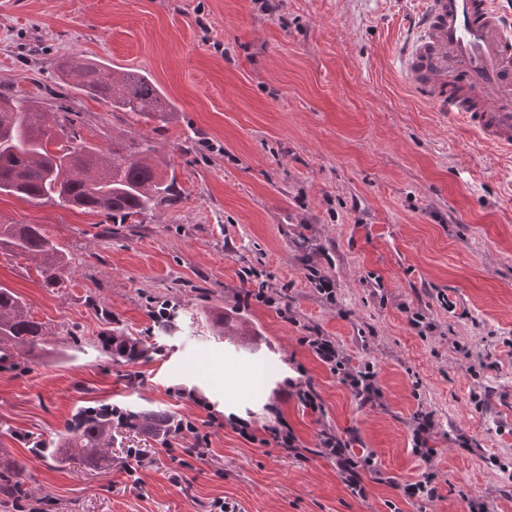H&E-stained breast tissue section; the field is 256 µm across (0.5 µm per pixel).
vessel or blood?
<instances>
[{
    "instance_id": "obj_1",
    "label": "vessel or blood",
    "mask_w": 512,
    "mask_h": 512,
    "mask_svg": "<svg viewBox=\"0 0 512 512\" xmlns=\"http://www.w3.org/2000/svg\"><path fill=\"white\" fill-rule=\"evenodd\" d=\"M402 54L408 86L482 143L512 155V17L502 0H422Z\"/></svg>"
}]
</instances>
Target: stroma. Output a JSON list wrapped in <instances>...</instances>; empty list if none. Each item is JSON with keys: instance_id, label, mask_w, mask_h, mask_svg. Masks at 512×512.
I'll list each match as a JSON object with an SVG mask.
<instances>
[{"instance_id": "stroma-1", "label": "stroma", "mask_w": 512, "mask_h": 512, "mask_svg": "<svg viewBox=\"0 0 512 512\" xmlns=\"http://www.w3.org/2000/svg\"><path fill=\"white\" fill-rule=\"evenodd\" d=\"M273 3L0 0V93L75 113L102 147L135 136L177 178L172 204L133 227L0 195L1 221L42 225L70 258L64 287L46 288L35 261L0 254V285L55 334L43 357L0 370V449L44 512H512V156L409 90L400 54L417 0ZM73 53L148 72L175 112L136 123L76 93L54 68ZM245 270L274 304L239 303ZM164 303L192 330L163 335ZM218 313L252 335L215 336ZM112 325L147 357L103 352ZM317 333L370 367L378 402L304 344ZM302 380L320 410L298 398ZM89 405L169 410L209 433L210 452L127 428L106 469L34 452ZM421 413L428 463L412 451ZM280 423L300 453L261 445ZM324 429L372 455L382 479L365 496L321 456ZM132 449L145 459L134 477L121 467ZM429 471L437 498L404 499L399 484Z\"/></svg>"}]
</instances>
